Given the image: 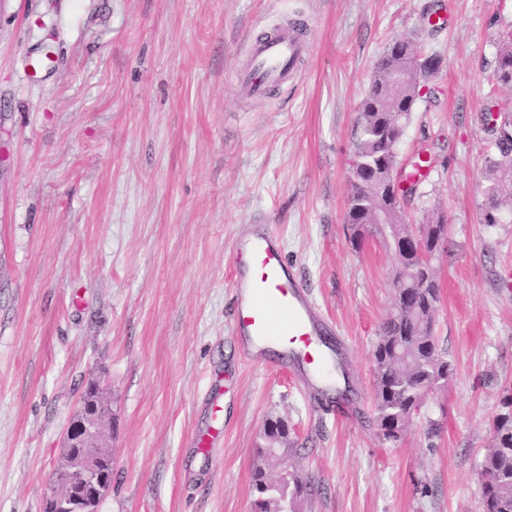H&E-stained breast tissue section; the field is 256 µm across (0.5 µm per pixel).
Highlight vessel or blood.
I'll list each match as a JSON object with an SVG mask.
<instances>
[{"label": "vessel or blood", "mask_w": 512, "mask_h": 512, "mask_svg": "<svg viewBox=\"0 0 512 512\" xmlns=\"http://www.w3.org/2000/svg\"><path fill=\"white\" fill-rule=\"evenodd\" d=\"M307 50V41L293 31L275 30L250 45L235 80L247 94L263 95L292 82ZM236 250L241 262L234 281L233 333L241 346L259 358L269 345H280L289 364L312 382L335 373L337 355L321 345L313 304L284 265L276 238L248 231L237 240Z\"/></svg>", "instance_id": "1"}]
</instances>
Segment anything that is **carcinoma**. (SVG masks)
Instances as JSON below:
<instances>
[{
	"mask_svg": "<svg viewBox=\"0 0 512 512\" xmlns=\"http://www.w3.org/2000/svg\"><path fill=\"white\" fill-rule=\"evenodd\" d=\"M422 52L409 38L390 43L378 61L369 88L357 107L352 164L369 170L366 183H350L346 214L357 224L360 238L382 237V229L366 220L364 211L374 192L388 191L393 176L399 173L398 143L413 112L415 88L434 76L436 69L420 64ZM512 30L503 35L495 77L512 88ZM491 152L484 157L482 220L489 227L499 223L497 215L512 201V135L492 133ZM391 217L400 232H415L426 238L423 251L411 258H395L392 279L404 285L406 299L394 298L374 348L376 429L384 423L399 424L379 438L395 443L404 436V420L412 409L422 406L429 393L445 386V373L453 372L448 353L434 336L438 283L434 260L446 241L448 221L438 214L426 224H410L399 202L391 203ZM277 460L269 449L260 451L254 470L256 512H278L310 494L311 486L296 471L288 472V484L269 480V470ZM481 492L485 512H512V388L504 390L500 413L493 422V443L480 468Z\"/></svg>",
	"mask_w": 512,
	"mask_h": 512,
	"instance_id": "cac0c4a2",
	"label": "carcinoma"
}]
</instances>
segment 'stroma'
<instances>
[{
  "mask_svg": "<svg viewBox=\"0 0 512 512\" xmlns=\"http://www.w3.org/2000/svg\"><path fill=\"white\" fill-rule=\"evenodd\" d=\"M298 20L310 50L293 83L247 95L233 73L249 45ZM511 29L512 0H0V512H44L91 379L118 409L98 512H249L274 417L313 487L295 512H483L478 472L512 387V208L483 224V115L512 113L494 77ZM403 37L444 62L398 153L433 161L410 223L448 218L436 334L454 373L390 445L372 424L373 352L395 260L373 239L352 250L344 218L356 109ZM252 228L278 239L337 340L347 418L239 349L235 243Z\"/></svg>",
  "mask_w": 512,
  "mask_h": 512,
  "instance_id": "stroma-1",
  "label": "stroma"
}]
</instances>
